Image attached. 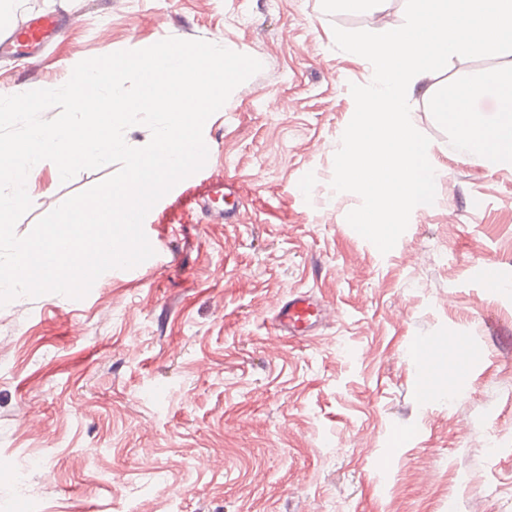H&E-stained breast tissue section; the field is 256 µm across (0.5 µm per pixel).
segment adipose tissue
Returning <instances> with one entry per match:
<instances>
[{
    "label": "adipose tissue",
    "instance_id": "adipose-tissue-1",
    "mask_svg": "<svg viewBox=\"0 0 512 512\" xmlns=\"http://www.w3.org/2000/svg\"><path fill=\"white\" fill-rule=\"evenodd\" d=\"M482 91L494 99L493 116H486L473 104L466 91L437 95L434 107L440 119L452 120L462 134L463 142L478 141L480 157L496 166L512 167V80H504L497 72L485 74Z\"/></svg>",
    "mask_w": 512,
    "mask_h": 512
}]
</instances>
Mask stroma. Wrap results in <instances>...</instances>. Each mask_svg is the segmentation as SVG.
I'll return each mask as SVG.
<instances>
[{
  "instance_id": "obj_1",
  "label": "stroma",
  "mask_w": 512,
  "mask_h": 512,
  "mask_svg": "<svg viewBox=\"0 0 512 512\" xmlns=\"http://www.w3.org/2000/svg\"><path fill=\"white\" fill-rule=\"evenodd\" d=\"M406 0H16L6 21L66 10L35 65L0 58V88H56L87 58L168 37L219 41L263 68L203 129L205 166L176 184L144 230L163 257L110 270L86 297L0 307V512H512V168L463 148L432 95L512 78V53L430 73L410 101L440 172L386 254L346 215L334 155L371 82L334 28L404 21ZM108 164L61 182L45 162L18 236ZM228 182L238 224L193 198ZM504 285L489 287L485 265ZM312 292L335 321L291 338L272 325ZM435 345L452 397L420 402L413 346Z\"/></svg>"
}]
</instances>
